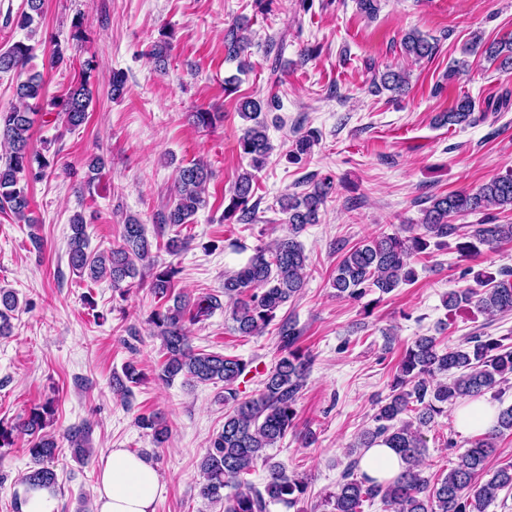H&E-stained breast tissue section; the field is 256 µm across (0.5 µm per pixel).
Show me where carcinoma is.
Instances as JSON below:
<instances>
[{
  "label": "carcinoma",
  "mask_w": 512,
  "mask_h": 512,
  "mask_svg": "<svg viewBox=\"0 0 512 512\" xmlns=\"http://www.w3.org/2000/svg\"><path fill=\"white\" fill-rule=\"evenodd\" d=\"M45 0H26L27 9L17 17L16 26L33 35L36 20L44 13ZM249 42L241 24L230 25L224 34V52L229 60H237ZM402 49L416 59L432 56L436 45L416 31L405 34ZM466 55L480 54L498 68H512V39L503 38L489 44L479 35L472 36L463 49ZM34 57V46L16 41L0 50V73L25 72L15 89L17 103L0 107V140L6 147V161L0 165V211L11 213L19 221H27L31 183L41 181L53 172L54 160L30 147V131L35 117L55 115L66 130L73 131L88 118L92 92L88 80L71 86L62 97L44 95L43 75L26 70ZM408 86V77L401 71H389L374 83L376 91L400 93ZM263 102L246 98L239 104V115L249 125L238 140L240 152L250 157V169L238 175L230 203L223 219L237 218L243 224L256 220L257 204L252 202L256 172L269 156L271 146L267 126L260 119ZM475 102L468 96L458 99L440 115V123L461 125L471 121ZM193 123L210 129L220 120L218 112L201 109L192 113ZM314 134L295 140L289 154L298 163L310 153ZM211 168L196 161L177 169L174 200L162 223L173 226L188 224L197 211L206 205L207 184ZM331 190L325 179L300 194H284L278 199L279 210L286 216L287 232L270 247H258L237 271L224 276L222 294H209L197 299L176 291L180 269L159 260L153 243L138 219L131 217L123 224L121 243L108 250H89L86 220L75 215L70 222L68 240L69 266L82 280L96 282L108 278L112 286L126 291L123 282L145 275L160 300L167 302L162 310L148 319L160 337L165 361L162 376L172 380L181 375L196 384L224 383V404L230 411L224 416L222 430L211 439L206 454L198 463L201 480L197 495L210 502H224V512H269L281 504L295 512L304 509L308 483L303 477L287 473L267 450L276 447L295 428L296 403L305 385L311 365L310 355L298 346L300 332L285 320L279 326L280 358L261 381V389L247 398L240 395L237 381L248 368V362L230 355L194 350L187 342V325L211 317L222 307L229 308L233 329L242 336H256L271 324L277 312L294 300L304 288L308 277V256L300 234L309 224L320 221ZM492 208L512 210V174L497 176L473 190H461L436 196L424 210L422 223L403 228L393 234L381 233L363 240L348 250L336 267L332 286L336 296L358 301L372 289L389 294L402 284L414 280L415 273L408 259L423 253L430 246H449L455 238L456 250L465 257L477 254V245L495 248L512 242V224H493L485 218L477 224L462 226L451 223L459 215L483 213ZM479 288H464L448 293L444 306L455 310L472 304L486 316L512 313V270L503 268L493 275H474ZM15 291L0 287V336L11 333L12 313L18 308ZM507 336H471L464 343L439 348L434 336H418L406 349L393 383L391 393L377 403L373 425L365 429L351 445L354 455L336 483V489L322 497V512H364L366 503L380 502L386 512H486L501 492H512V463L491 469L488 458L495 451L497 438L512 432V405L498 409L491 428L479 435L471 446L456 455L446 474L432 480L420 469L427 440L421 428L432 423L466 398L491 394L502 400L512 375V346ZM141 373L129 363L123 376L114 379L117 393L129 391ZM54 415L53 402L33 409L13 424L0 421V448L15 444L20 434L29 436L27 454L32 466L22 478L24 492L38 489L55 490L57 475L52 467L58 443L45 432ZM140 427L150 430L156 442L167 437L164 420L156 415L142 416ZM68 441L76 459L89 455L88 431L74 428ZM384 443L394 449L405 467L393 479L379 483L362 473L359 461L363 451ZM262 462L266 475L262 486L247 479L257 462ZM229 488L231 492L224 493Z\"/></svg>",
  "instance_id": "1"
}]
</instances>
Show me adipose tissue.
Here are the masks:
<instances>
[{"label":"adipose tissue","mask_w":512,"mask_h":512,"mask_svg":"<svg viewBox=\"0 0 512 512\" xmlns=\"http://www.w3.org/2000/svg\"><path fill=\"white\" fill-rule=\"evenodd\" d=\"M163 491L161 476L149 460L115 448L99 470L95 512H155Z\"/></svg>","instance_id":"1"}]
</instances>
